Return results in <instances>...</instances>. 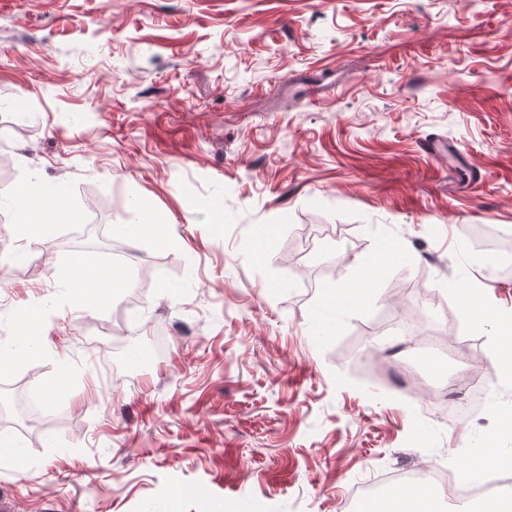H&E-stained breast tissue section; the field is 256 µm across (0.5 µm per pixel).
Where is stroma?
Listing matches in <instances>:
<instances>
[{"instance_id":"stroma-1","label":"stroma","mask_w":512,"mask_h":512,"mask_svg":"<svg viewBox=\"0 0 512 512\" xmlns=\"http://www.w3.org/2000/svg\"><path fill=\"white\" fill-rule=\"evenodd\" d=\"M34 183L78 220L0 209V348L44 338L0 374V408L16 384L44 412L0 419L9 512H350L377 475L512 454L499 338L456 292L512 312L469 237L512 235V0H0V192ZM139 200L161 236L123 234ZM381 239L409 259L318 330ZM116 245L140 296L76 300L63 269ZM413 306L412 392L367 366ZM476 374L479 423L450 420L429 387Z\"/></svg>"}]
</instances>
